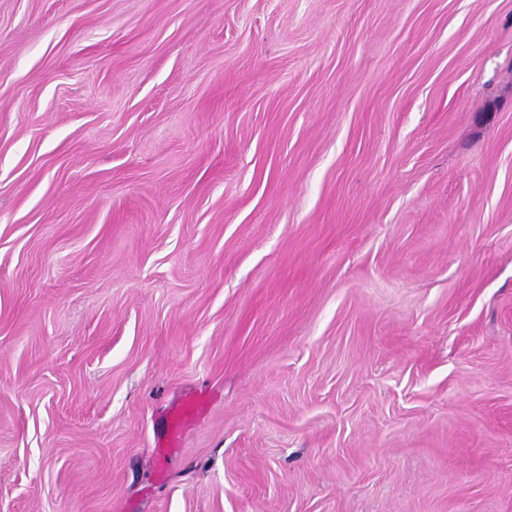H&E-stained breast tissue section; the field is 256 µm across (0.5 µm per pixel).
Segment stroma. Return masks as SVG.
<instances>
[{"label":"stroma","instance_id":"stroma-1","mask_svg":"<svg viewBox=\"0 0 512 512\" xmlns=\"http://www.w3.org/2000/svg\"><path fill=\"white\" fill-rule=\"evenodd\" d=\"M0 512H512V0H0Z\"/></svg>","mask_w":512,"mask_h":512}]
</instances>
